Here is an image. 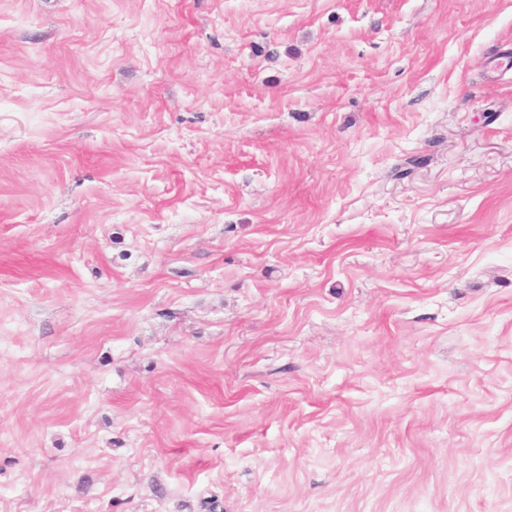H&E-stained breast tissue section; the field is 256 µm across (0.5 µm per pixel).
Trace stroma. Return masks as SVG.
Masks as SVG:
<instances>
[{"label":"stroma","instance_id":"35a3bbf8","mask_svg":"<svg viewBox=\"0 0 512 512\" xmlns=\"http://www.w3.org/2000/svg\"><path fill=\"white\" fill-rule=\"evenodd\" d=\"M512 0H0V512H512Z\"/></svg>","mask_w":512,"mask_h":512}]
</instances>
